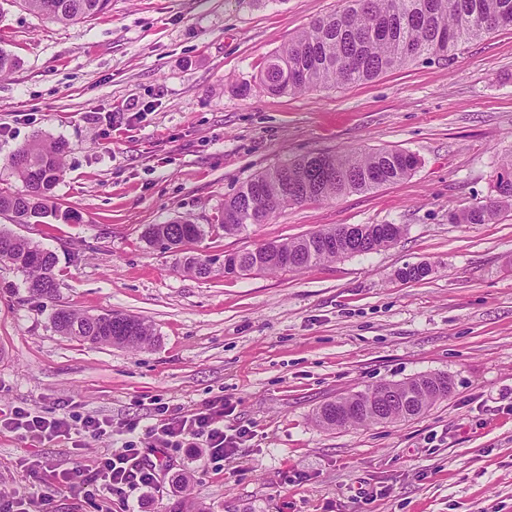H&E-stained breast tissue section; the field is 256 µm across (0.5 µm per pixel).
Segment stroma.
<instances>
[{
	"label": "stroma",
	"instance_id": "35a3bbf8",
	"mask_svg": "<svg viewBox=\"0 0 512 512\" xmlns=\"http://www.w3.org/2000/svg\"><path fill=\"white\" fill-rule=\"evenodd\" d=\"M341 0H112L66 26L0 0V188L21 190L9 155L42 136L70 146L56 215L0 225L57 257L58 293L36 299L0 261V407L53 419L76 411L112 438L37 444L0 428V504L46 468L94 469L125 442L144 463L158 404L230 410L228 458L167 448L159 489L83 498L54 486L31 512H164L184 493L209 512H512V206L492 224L452 212L484 200L512 154V29L449 60L400 65L373 80L272 95L270 55ZM413 153L410 177L310 200L237 236L225 200L256 175L317 152ZM187 219L206 234L163 250L151 224ZM398 224L369 254L303 270L225 275L224 256L334 225ZM214 259L206 278L185 255ZM425 263L430 274L396 273ZM60 307L151 323L143 349L60 335ZM444 374L452 389L421 415L325 429L337 397ZM141 426L127 435L129 423ZM185 473L187 486L174 478Z\"/></svg>",
	"mask_w": 512,
	"mask_h": 512
}]
</instances>
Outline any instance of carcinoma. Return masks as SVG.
Segmentation results:
<instances>
[{"label": "carcinoma", "mask_w": 512, "mask_h": 512, "mask_svg": "<svg viewBox=\"0 0 512 512\" xmlns=\"http://www.w3.org/2000/svg\"><path fill=\"white\" fill-rule=\"evenodd\" d=\"M24 9L53 23L68 25L105 13L111 0H14ZM493 30L512 27V0H342L341 8L315 19L291 43L268 60L259 78L270 94L297 93L321 86H346L372 80L401 64L445 59L470 40ZM69 151L61 139L37 137L9 157L24 190L0 191V214L15 224H34L53 213L54 189ZM415 155L397 149L348 150L316 153L255 176L224 203L226 235H239L288 205L311 199H332L397 183L416 169ZM495 195L454 213L457 224L495 222L506 204L512 205V159L497 174ZM329 227L299 238L266 242L253 250L224 255L227 275L251 271L301 270L321 262L368 254L385 248L402 234L398 224H357L355 236L342 249L323 243L336 238ZM202 225L189 220L153 224L146 239L164 249L200 239ZM0 260L26 275L28 293L52 299L57 293L55 255L33 241L0 228ZM214 260L184 257L183 270L199 278L213 272ZM430 267L408 265L397 272L401 281L426 277ZM54 328L63 336L90 344L140 349L154 341V329L131 315H89L60 308L53 312ZM451 382L444 374L422 375L407 381L384 383L371 391L349 393L320 408L316 422L332 429L353 424L388 423L412 419L446 397ZM166 512H208L188 496H178Z\"/></svg>", "instance_id": "obj_1"}]
</instances>
